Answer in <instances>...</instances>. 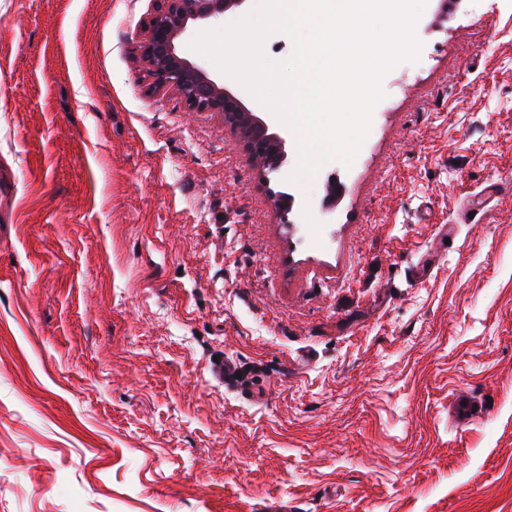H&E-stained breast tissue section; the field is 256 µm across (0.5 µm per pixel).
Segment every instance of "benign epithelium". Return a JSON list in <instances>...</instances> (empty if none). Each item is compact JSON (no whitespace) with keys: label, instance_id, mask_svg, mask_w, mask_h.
Instances as JSON below:
<instances>
[{"label":"benign epithelium","instance_id":"benign-epithelium-1","mask_svg":"<svg viewBox=\"0 0 512 512\" xmlns=\"http://www.w3.org/2000/svg\"><path fill=\"white\" fill-rule=\"evenodd\" d=\"M246 0H153L152 13L132 54L158 92H171L191 112H215L224 125L240 131V144L261 174L280 167L284 139L265 120L221 86L200 64L190 61L180 45L196 22L218 21L240 9Z\"/></svg>","mask_w":512,"mask_h":512}]
</instances>
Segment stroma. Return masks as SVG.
<instances>
[{
  "instance_id": "1",
  "label": "stroma",
  "mask_w": 512,
  "mask_h": 512,
  "mask_svg": "<svg viewBox=\"0 0 512 512\" xmlns=\"http://www.w3.org/2000/svg\"><path fill=\"white\" fill-rule=\"evenodd\" d=\"M151 11L0 0V512H512V0H426L307 192L151 90Z\"/></svg>"
}]
</instances>
